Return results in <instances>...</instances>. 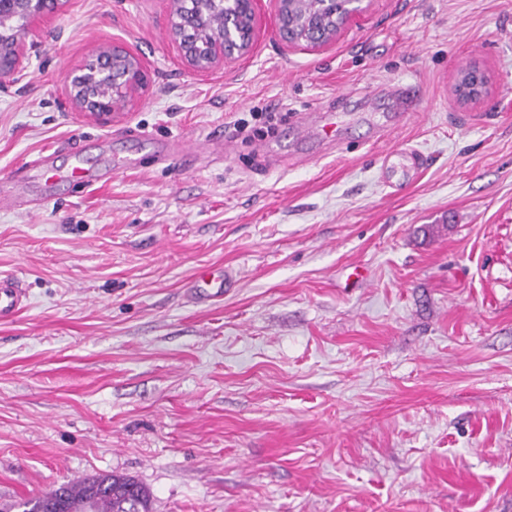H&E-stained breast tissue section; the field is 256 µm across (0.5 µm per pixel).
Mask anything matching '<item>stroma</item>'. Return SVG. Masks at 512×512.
<instances>
[{
    "mask_svg": "<svg viewBox=\"0 0 512 512\" xmlns=\"http://www.w3.org/2000/svg\"><path fill=\"white\" fill-rule=\"evenodd\" d=\"M263 8L196 72L169 0H65L0 84V274L29 294L0 323V507L115 473L154 512H512V0H367L315 51ZM111 43L145 86L77 111ZM470 62L491 90L463 106ZM74 148L104 182L34 175ZM204 267L227 284L198 305Z\"/></svg>",
    "mask_w": 512,
    "mask_h": 512,
    "instance_id": "1",
    "label": "stroma"
}]
</instances>
